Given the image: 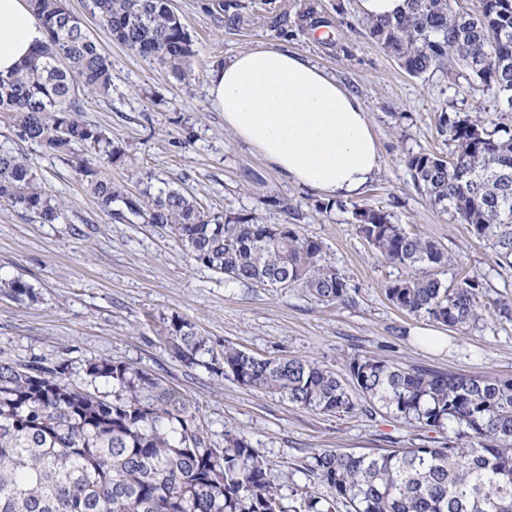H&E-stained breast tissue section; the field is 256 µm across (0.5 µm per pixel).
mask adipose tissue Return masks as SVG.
I'll return each mask as SVG.
<instances>
[{"label": "adipose tissue", "instance_id": "1", "mask_svg": "<svg viewBox=\"0 0 512 512\" xmlns=\"http://www.w3.org/2000/svg\"><path fill=\"white\" fill-rule=\"evenodd\" d=\"M44 39L27 0H0V73L14 71ZM224 127L288 182L353 198L382 166L363 100L297 53L271 43L206 73Z\"/></svg>", "mask_w": 512, "mask_h": 512}]
</instances>
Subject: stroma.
<instances>
[{"label": "stroma", "instance_id": "1", "mask_svg": "<svg viewBox=\"0 0 512 512\" xmlns=\"http://www.w3.org/2000/svg\"><path fill=\"white\" fill-rule=\"evenodd\" d=\"M321 24L300 26L308 0H172L197 59L184 77L134 55L113 41L94 17L91 0H67L112 62V95L81 94V117L97 124L126 151L113 180L130 192L175 186L211 212L261 224H295L322 241L328 264L355 284L349 305L327 306L305 289L271 291L225 281L193 261L166 229L110 218L87 194L73 162L22 140L0 113V147L25 153L53 194L63 217L43 224L0 204V359L69 364L67 379L86 386L88 360L112 357L152 371L197 408L215 444L225 428L248 432L271 465L284 496L297 489L327 498L328 486L309 469L318 448L378 454L426 440V433L385 411L329 416L278 396L255 393L213 373L205 361L233 344L257 355H307L345 373L355 354H378L400 365L449 369L490 378L512 377V323L486 320L445 329L435 341L429 322L410 317L385 297L403 268L382 263L351 224L350 212L324 195L282 178L224 128L212 108L205 75L214 65L261 42L306 57L359 95L369 112L383 165L358 203L387 211L393 223L441 244L448 265L441 278L484 274L490 297L512 298V270L492 271L494 253L468 225L432 207L414 185L409 154L449 155L436 128L440 110L475 114L487 96L442 74L416 78L367 36L358 0H315ZM22 280L34 298L13 296ZM195 324L207 340L202 365L187 368L166 344L171 316Z\"/></svg>", "mask_w": 512, "mask_h": 512}]
</instances>
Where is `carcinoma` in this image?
I'll list each match as a JSON object with an SVG mask.
<instances>
[{
  "label": "carcinoma",
  "mask_w": 512,
  "mask_h": 512,
  "mask_svg": "<svg viewBox=\"0 0 512 512\" xmlns=\"http://www.w3.org/2000/svg\"><path fill=\"white\" fill-rule=\"evenodd\" d=\"M45 33L13 72L0 74V112L20 136L69 157L85 189L115 218L131 215L169 228L197 263L231 283L304 288L318 301L347 304L358 288L324 259L323 245L295 224L231 220L180 188L135 195L101 164L125 161L109 131L79 118L78 91L108 98L112 61L66 0H28ZM112 39L180 77L196 51L171 0H92ZM370 39L411 76L436 72L480 88L495 111L512 112V0H405L393 16L364 18ZM437 132L448 156L416 153L406 166L434 207L491 244L499 270L512 268V126L479 115L441 111ZM0 203L42 224L56 223L63 201L22 155L0 148ZM356 234L378 258L408 270L389 282L386 299L409 316L464 328L489 316L512 322V299L487 301L489 284L466 275L438 277L448 253L388 213L351 204ZM166 343L187 367L199 364L207 339L173 316ZM213 372L240 386L280 396L300 408L346 416L377 408L448 438L376 456L321 448L310 471L333 492L288 498L269 461L240 431L211 440L197 408L157 375L110 357L85 365L89 384H112V396L67 381L68 364L0 360V512H512V377L398 365L384 357L346 360L348 378L307 356L255 355L224 346Z\"/></svg>",
  "instance_id": "1"
}]
</instances>
